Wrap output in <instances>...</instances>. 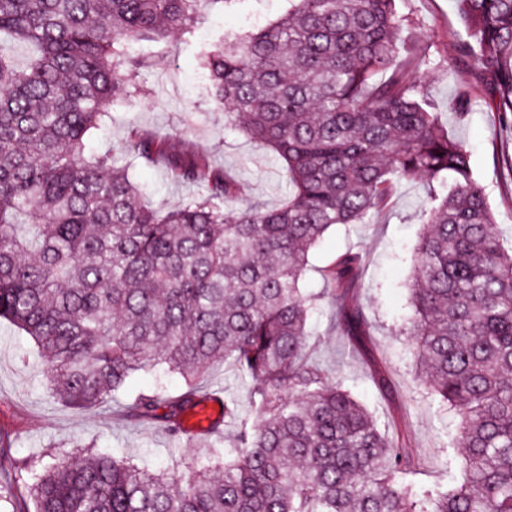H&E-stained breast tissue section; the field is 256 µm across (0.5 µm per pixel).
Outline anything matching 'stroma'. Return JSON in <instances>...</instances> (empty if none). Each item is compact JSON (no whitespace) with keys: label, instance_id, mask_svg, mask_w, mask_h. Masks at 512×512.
Returning a JSON list of instances; mask_svg holds the SVG:
<instances>
[{"label":"stroma","instance_id":"35a3bbf8","mask_svg":"<svg viewBox=\"0 0 512 512\" xmlns=\"http://www.w3.org/2000/svg\"><path fill=\"white\" fill-rule=\"evenodd\" d=\"M284 7V0H243L237 10L210 13L191 39L174 36L131 45L133 54L147 60L140 81L152 95L115 105L112 123L88 139V150L121 148L134 130L170 136L184 133L193 148L237 177L245 202L264 207L279 204L288 189L282 162L244 133L225 128L224 113L208 94L199 56L213 48L225 31L263 24ZM401 10L412 19L414 36L430 47V63L418 72L417 79L441 112L449 133L468 145L475 178L488 196L496 225L504 238H511L512 131L482 104H474L462 116L452 107L460 85L480 82L476 69L450 65L458 41L466 36L454 0H403ZM132 172L147 202L154 206L174 207L198 193L196 186L177 180L163 166L137 163ZM426 193L425 181L402 183L389 210L375 223L328 232L311 250L301 282L304 293L325 292L328 284L323 271L338 255L352 246L366 252L359 299L371 322L369 353L351 350L332 325L330 309L323 302L307 320L309 334L319 341L310 358L330 378H342L352 395L380 421L408 434L417 460L410 480L418 487L453 482L460 478L464 465L450 416L436 413L424 400L426 387L416 378L414 353L398 334L409 312L412 253L424 229L420 206ZM380 371L395 385L392 397H383L373 381ZM129 395H116L107 409L63 405L50 390L46 364L33 339L0 321V433L13 441L10 457L0 460V512L30 506L28 486L33 478L15 480V469L49 449L62 456L75 446L90 444L151 471L207 467L203 449H173L167 433L156 425L124 420L120 409Z\"/></svg>","mask_w":512,"mask_h":512}]
</instances>
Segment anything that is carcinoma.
I'll return each instance as SVG.
<instances>
[{
	"mask_svg": "<svg viewBox=\"0 0 512 512\" xmlns=\"http://www.w3.org/2000/svg\"><path fill=\"white\" fill-rule=\"evenodd\" d=\"M240 0H0V320L36 343L55 396L106 405L140 372L179 374L125 406L178 443L208 449L215 475L152 473L81 448L36 475L25 512H512V244L494 228L467 146L448 134L413 73L430 55L405 32L401 0H288L255 31L202 54L208 90L239 129L285 163L275 208L183 136L131 132L121 155L89 153L121 99L146 95L136 43L194 32ZM467 39L456 62L480 71L463 115L483 102L512 126V0H457ZM129 157L163 162L202 192L147 206ZM423 179L426 224L403 325L427 399L451 413L463 481H406L415 459L349 390L305 362L314 299L299 283L329 230L369 224L397 180ZM367 256L326 270L332 320L354 348ZM231 363L238 399L198 433L184 417L214 394L199 383ZM237 425L233 447L213 441Z\"/></svg>",
	"mask_w": 512,
	"mask_h": 512,
	"instance_id": "obj_1",
	"label": "carcinoma"
}]
</instances>
